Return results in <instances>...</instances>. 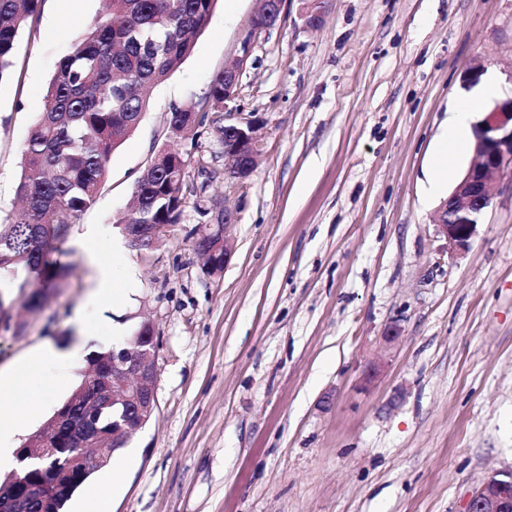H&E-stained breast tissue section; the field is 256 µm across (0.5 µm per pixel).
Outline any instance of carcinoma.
<instances>
[{
	"mask_svg": "<svg viewBox=\"0 0 512 512\" xmlns=\"http://www.w3.org/2000/svg\"><path fill=\"white\" fill-rule=\"evenodd\" d=\"M42 0H0V79L13 65L15 43ZM105 16L61 59L47 89V104L22 149L16 188L22 207L0 224V274L5 284L25 291L32 308L46 291L64 286L66 270L51 260L65 241L71 218L94 201L112 153L139 126L149 92L165 82L190 56L194 39L207 25L216 0H107ZM224 133V72L211 80L199 102L173 107V132L188 135L208 113ZM188 167L158 152L140 173L123 234L138 224H178L196 188ZM121 421L112 406L98 409L90 429L112 432ZM56 455L62 464L76 452L73 437L60 432ZM96 469L83 473L52 502L64 512L72 496Z\"/></svg>",
	"mask_w": 512,
	"mask_h": 512,
	"instance_id": "1",
	"label": "carcinoma"
}]
</instances>
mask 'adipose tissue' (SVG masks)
Here are the masks:
<instances>
[{
    "label": "adipose tissue",
    "instance_id": "1",
    "mask_svg": "<svg viewBox=\"0 0 512 512\" xmlns=\"http://www.w3.org/2000/svg\"><path fill=\"white\" fill-rule=\"evenodd\" d=\"M473 109L461 102L450 113L447 128L437 153L438 161L430 179L431 193H440L448 181V167L453 157L461 154L473 136ZM69 349L42 347L12 364L0 368V402L10 399L8 407L0 405V471L16 467L17 441L23 435L31 416V403L15 402L13 396L29 381L35 370L47 360L64 361L72 357Z\"/></svg>",
    "mask_w": 512,
    "mask_h": 512
}]
</instances>
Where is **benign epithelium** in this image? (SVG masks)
Segmentation results:
<instances>
[{"instance_id": "benign-epithelium-1", "label": "benign epithelium", "mask_w": 512, "mask_h": 512, "mask_svg": "<svg viewBox=\"0 0 512 512\" xmlns=\"http://www.w3.org/2000/svg\"><path fill=\"white\" fill-rule=\"evenodd\" d=\"M302 17L307 27L314 29L323 20L322 0H302ZM251 51V36L240 46L241 55L235 67L225 66L224 101L234 99L241 69ZM259 121L243 117L239 112L224 113V177L243 183L255 171L260 144L255 135ZM477 161L463 173L460 181L441 202L436 211L434 226L454 254L466 252L477 232L482 215L494 197L497 179L512 167V97L493 102L474 125ZM234 253L231 240L224 237L208 247L210 259L203 264L209 276L221 274ZM140 342L132 348L121 344L112 346V359L100 373H88L81 393L92 402H106L123 407L120 430L133 435L152 417L157 406L159 346L153 323L140 325ZM86 418L74 420L71 405L58 408L49 424L58 428L72 425L83 443L91 445L95 438L85 435ZM54 452L49 444L38 448H21V462L30 459L43 461ZM109 456V449L100 448L93 456L78 455L63 469L37 468L40 479L35 482L20 480L18 498L0 503V512H27L31 503L41 505L39 512H49L52 493L65 489L75 475L100 465ZM467 512H512V469L500 471L486 478L472 493Z\"/></svg>"}]
</instances>
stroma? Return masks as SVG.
Returning a JSON list of instances; mask_svg holds the SVG:
<instances>
[{
	"mask_svg": "<svg viewBox=\"0 0 512 512\" xmlns=\"http://www.w3.org/2000/svg\"><path fill=\"white\" fill-rule=\"evenodd\" d=\"M301 7L286 0L278 24L253 33L260 0H217L73 217L59 256L67 287L38 311L8 293L23 331L0 324V366L42 345L85 348L35 378L49 398L33 433L81 384L87 351L116 343L113 325L155 327L158 407L128 442L138 459L119 490L100 488L111 512H465L489 475L512 468V176L458 256L428 197L448 111L470 95L465 72L484 62L512 95V0H325L315 30ZM103 10L42 0L16 44L0 79L1 217L19 206L21 152L48 83ZM246 36L232 106L259 118L261 152L236 184L214 124L173 141L166 121L206 95ZM166 144L201 191L142 253L116 221ZM223 208L236 214L234 254L210 277L191 231ZM90 244L130 291L120 308L90 301ZM392 324L401 335L389 346Z\"/></svg>",
	"mask_w": 512,
	"mask_h": 512,
	"instance_id": "35a3bbf8",
	"label": "stroma"
}]
</instances>
